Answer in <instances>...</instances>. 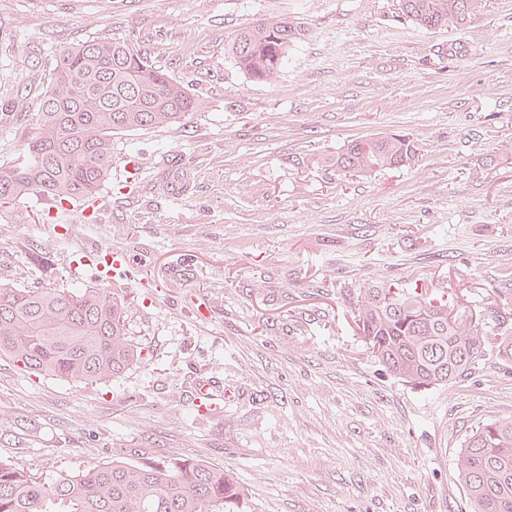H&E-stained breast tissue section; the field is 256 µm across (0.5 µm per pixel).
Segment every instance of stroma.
Here are the masks:
<instances>
[{"label":"stroma","mask_w":512,"mask_h":512,"mask_svg":"<svg viewBox=\"0 0 512 512\" xmlns=\"http://www.w3.org/2000/svg\"><path fill=\"white\" fill-rule=\"evenodd\" d=\"M399 5L0 0V164L31 130L55 52L97 36L131 41L203 103L183 125L115 136L97 222L64 233L37 195L0 206V281L93 286L72 256L108 246L150 278L115 287L137 300L127 328L143 363L85 385L0 358L1 458L46 476L198 460L233 471L244 512H470L461 437L512 416V361L415 389L370 355L355 309L368 283L419 274L512 338V0L457 32L415 28ZM283 17L307 38L276 82L246 77L225 42ZM389 134L413 142L411 162L338 181L329 157ZM130 155L144 171L120 194ZM200 377L235 395L206 419L189 402Z\"/></svg>","instance_id":"obj_1"}]
</instances>
